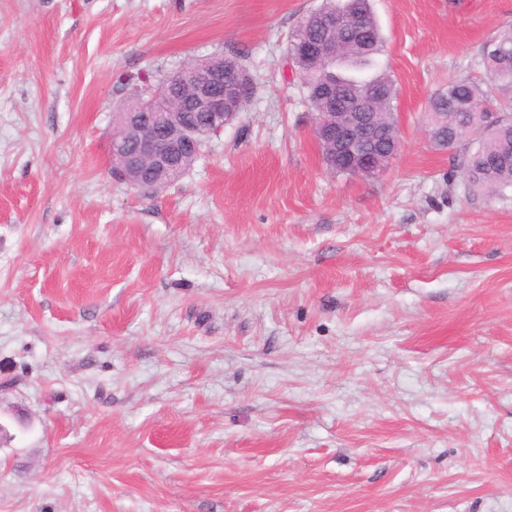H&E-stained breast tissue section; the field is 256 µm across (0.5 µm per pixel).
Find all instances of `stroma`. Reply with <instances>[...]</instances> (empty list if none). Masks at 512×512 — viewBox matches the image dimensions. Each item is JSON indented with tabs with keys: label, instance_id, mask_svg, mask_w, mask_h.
Instances as JSON below:
<instances>
[{
	"label": "stroma",
	"instance_id": "1",
	"mask_svg": "<svg viewBox=\"0 0 512 512\" xmlns=\"http://www.w3.org/2000/svg\"><path fill=\"white\" fill-rule=\"evenodd\" d=\"M321 0H0V512H512V193L428 101L512 0H371L401 147L327 170L284 54ZM253 99L160 190L112 174L139 78Z\"/></svg>",
	"mask_w": 512,
	"mask_h": 512
}]
</instances>
